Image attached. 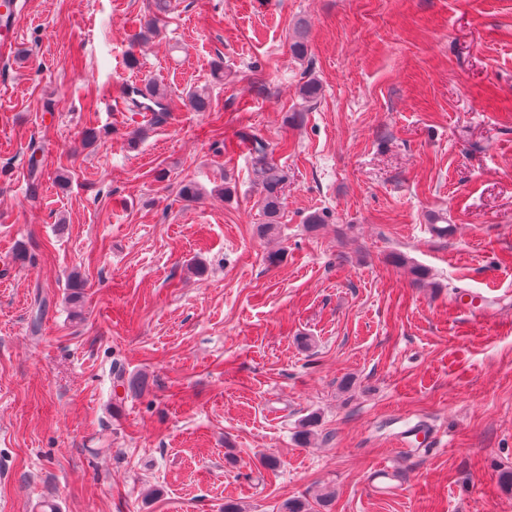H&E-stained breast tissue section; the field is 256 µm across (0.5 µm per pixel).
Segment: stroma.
<instances>
[{
	"label": "stroma",
	"instance_id": "1",
	"mask_svg": "<svg viewBox=\"0 0 512 512\" xmlns=\"http://www.w3.org/2000/svg\"><path fill=\"white\" fill-rule=\"evenodd\" d=\"M153 2L20 0L0 57V512H512V0H172L130 45ZM146 79L168 116L116 107ZM241 142H250L251 150L256 156V175L260 185L259 206L265 217L264 224H259L258 232L266 236L275 231L277 219L284 206L282 186L285 182V174L267 156L266 145L253 137L247 131H241L238 135Z\"/></svg>",
	"mask_w": 512,
	"mask_h": 512
}]
</instances>
